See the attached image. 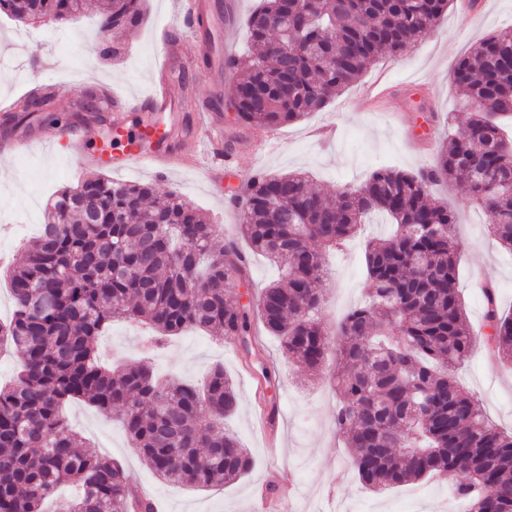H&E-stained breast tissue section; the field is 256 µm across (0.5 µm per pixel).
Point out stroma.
Wrapping results in <instances>:
<instances>
[{
  "label": "stroma",
  "instance_id": "obj_1",
  "mask_svg": "<svg viewBox=\"0 0 512 512\" xmlns=\"http://www.w3.org/2000/svg\"><path fill=\"white\" fill-rule=\"evenodd\" d=\"M169 2L148 0L142 24L126 37L125 52L116 59L103 56L91 37L97 28L96 0H86L84 14L66 24L26 25L0 15V51L16 37L30 38L25 55L16 60L20 78L12 81L0 75V99L22 97L32 84L48 85L58 103L75 112L76 126L84 131L88 146H95L107 125L86 118L81 105L102 87L131 94L151 87L155 37L174 22ZM465 3L451 0L436 26L411 50L378 59L323 111L274 130L237 126L233 111L225 107L234 75L223 67V24L213 23L207 37L184 33L179 75L172 78L171 89L179 97L193 93L195 100L182 107L181 137L190 140L194 114L218 103L223 132L236 136L234 161L212 184L195 166L174 167L161 176L135 167L121 174V181L151 183L186 199L217 224L216 247L221 250L239 236L238 217L225 213L224 201L237 192L242 170L252 167L260 174L302 170L316 187L332 195L343 187L362 184L379 168L413 171L432 164L436 145L428 139L430 132L443 138L464 130L465 115L459 110L452 83L456 59L489 34L512 28V0H482L481 7L468 15L463 12ZM379 78L391 86L392 93L370 111L358 96ZM327 125L336 129L333 141L320 143L310 138L311 129ZM92 174L81 159L68 157L61 147L50 151L37 146L19 157L0 158V252L20 262L26 241L37 235L44 222L47 200ZM431 193L456 213L455 234L461 246L459 290L472 329L481 330L484 303L479 281L493 280L503 309L512 311V255L490 236L486 214L470 203L463 189L441 183ZM389 231L384 217H374L344 251L329 256L322 310L327 325H337L368 293L371 282L364 264V242L385 237ZM148 334L142 325L113 323L98 339V351L106 360L137 361ZM259 340L247 356L222 338L189 332L167 341L151 358L155 371L163 376L198 383L220 365L234 381L238 404L225 427L254 461L250 472L235 483L212 489L165 483L135 453L116 415L75 400L67 404L65 418L91 451L119 462L163 512H260L257 493L271 486L277 473L293 478L291 512H310L314 503L321 512H334L340 503L350 512H448V485L443 481L424 479L382 494L365 489L355 475L348 449L340 446L335 435L337 396L327 372L313 375L293 366L278 340L267 333H260ZM264 362L271 366V379L258 393L246 380ZM457 377L493 425L512 430V368L492 361L478 347ZM266 399L274 400L284 416L272 439L263 433L253 413L257 403Z\"/></svg>",
  "mask_w": 512,
  "mask_h": 512
}]
</instances>
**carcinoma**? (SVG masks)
<instances>
[{"mask_svg": "<svg viewBox=\"0 0 512 512\" xmlns=\"http://www.w3.org/2000/svg\"><path fill=\"white\" fill-rule=\"evenodd\" d=\"M145 0H100L102 51L117 57ZM451 0H261L248 17L250 49L229 106L235 123L276 127L324 109L381 54L410 50ZM82 0H0L22 23L66 20ZM113 40H107L108 34ZM469 105L464 134L441 142L433 167L378 169L335 198L295 172L258 175L241 211L253 253L278 264L279 280L243 305L225 284L248 267L213 250L215 225L184 199L152 185L103 176L58 192L46 223L11 267L13 311L0 347L15 351L16 381L0 387V512H44L69 484L62 512H155L117 462L85 449L62 415L83 400L114 411L143 463L160 478L200 488L243 478L252 459L224 429L237 404L233 380L214 367L203 388L157 379L146 364L106 366L95 339L117 319L149 325L154 342L214 331L251 352L255 321L294 364L316 372L333 356L336 433L362 484L382 492L446 480L466 512H512V433L498 430L455 377L479 344L512 365V313L486 294V331L466 323L454 213L430 199L436 182L463 185L512 255V28L483 38L454 68ZM52 107L48 94L19 100L6 122ZM395 225L365 246L372 288L334 328L319 313L327 256L369 214Z\"/></svg>", "mask_w": 512, "mask_h": 512, "instance_id": "cac0c4a2", "label": "carcinoma"}]
</instances>
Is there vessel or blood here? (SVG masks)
I'll return each mask as SVG.
<instances>
[{"label":"vessel or blood","mask_w":512,"mask_h":512,"mask_svg":"<svg viewBox=\"0 0 512 512\" xmlns=\"http://www.w3.org/2000/svg\"><path fill=\"white\" fill-rule=\"evenodd\" d=\"M171 4L183 25L191 29L208 14L205 0H171ZM180 54V41L168 35L158 40L156 55L160 66L151 91L144 95H110L111 135L99 141L95 150H88L79 132L62 134L52 127L41 131L40 141L65 144L72 153L83 157L86 166L98 169L123 171L139 166L161 173L174 167L171 140L183 123V115L170 91L169 76L170 66ZM194 126L193 148L213 142L216 120L210 111L201 112Z\"/></svg>","instance_id":"1"}]
</instances>
